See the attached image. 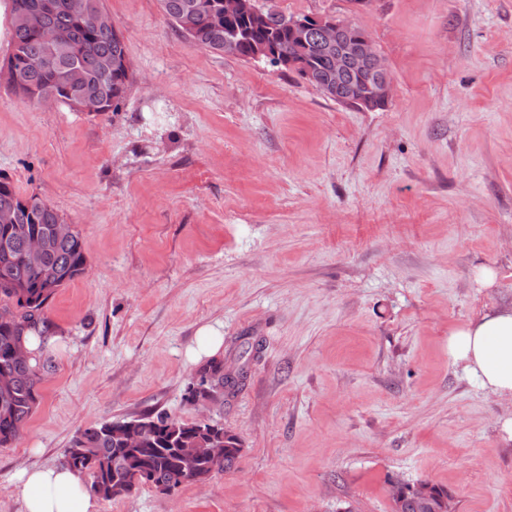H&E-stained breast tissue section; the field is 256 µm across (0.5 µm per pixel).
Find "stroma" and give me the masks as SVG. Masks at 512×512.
<instances>
[{"mask_svg": "<svg viewBox=\"0 0 512 512\" xmlns=\"http://www.w3.org/2000/svg\"><path fill=\"white\" fill-rule=\"evenodd\" d=\"M101 3L133 74L121 112L0 85V177L88 255L48 305L63 342L0 448V512L78 428L146 411L221 421L242 455L99 512H391L396 475L512 512V401L448 357L450 332L512 306V0H257L361 24L392 77L374 111L193 47L161 0ZM207 328L246 371L220 408L187 400Z\"/></svg>", "mask_w": 512, "mask_h": 512, "instance_id": "obj_1", "label": "stroma"}]
</instances>
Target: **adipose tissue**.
I'll return each mask as SVG.
<instances>
[{
  "label": "adipose tissue",
  "instance_id": "adipose-tissue-1",
  "mask_svg": "<svg viewBox=\"0 0 512 512\" xmlns=\"http://www.w3.org/2000/svg\"><path fill=\"white\" fill-rule=\"evenodd\" d=\"M448 355L484 389L512 398V307L492 310L451 332ZM18 480L22 512H97L80 472L59 465L32 467Z\"/></svg>",
  "mask_w": 512,
  "mask_h": 512
}]
</instances>
